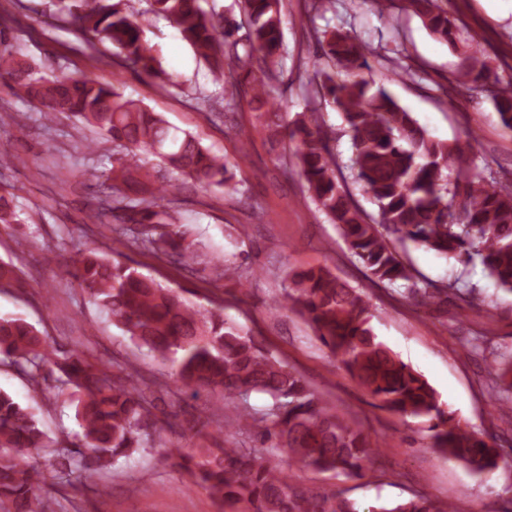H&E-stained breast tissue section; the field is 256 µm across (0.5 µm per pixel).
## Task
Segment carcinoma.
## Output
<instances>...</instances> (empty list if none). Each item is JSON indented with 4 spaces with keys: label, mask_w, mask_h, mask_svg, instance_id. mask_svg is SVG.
<instances>
[{
    "label": "carcinoma",
    "mask_w": 512,
    "mask_h": 512,
    "mask_svg": "<svg viewBox=\"0 0 512 512\" xmlns=\"http://www.w3.org/2000/svg\"><path fill=\"white\" fill-rule=\"evenodd\" d=\"M244 20L208 12L201 0H150V12L172 21L224 88L232 109L251 93L248 105L271 145L288 139L289 164L308 185L318 208L375 286L410 284L408 296L439 304L448 286L418 287L420 273L404 260L409 247L432 250L469 263L477 258L500 289L512 293V186L473 174V133L466 147L437 139L374 78L363 45L349 31L315 33L321 54L313 63V98L342 114L353 147L351 176L332 141L335 132L319 120V109L293 118L276 104L283 35V0H238ZM121 0H57L71 27L93 33L115 54L164 86L176 85L144 40L145 15L128 14ZM380 13L417 16L434 36L454 45L461 40L444 0H379ZM11 27L0 22V76L15 95L38 106L45 118L69 114L120 149L112 163V209L124 214L126 245L185 269L204 263L195 240L178 223L175 203L182 186L198 183L236 190L233 166L211 154L191 134L173 130L142 101L126 97L91 75L78 79L38 74L9 51ZM469 64L455 75L467 90L491 98L503 129L512 131V84L489 80L469 45ZM157 159L148 168L143 158ZM372 197L377 215L367 214L349 182ZM14 193L0 185V224H20ZM235 258L210 261L214 278L232 279ZM69 275L139 347L175 369L177 384L155 389L135 370L118 373L78 348L63 350L21 317L0 318V364L28 378L31 399L65 398L75 406L83 434L78 444L51 440L24 407L0 391V512H49L42 491L78 485L104 489L99 474L118 458L149 447L164 425L166 400L191 393H219L224 416L192 417L188 429L209 435L210 426L228 435H246L253 445L222 443L178 449L175 459L191 483L206 490L223 512H447L449 502L414 494L397 502L361 509L343 492L289 479L282 461L316 473L362 479L377 449L364 433L327 407L303 377L271 352L250 330L224 314L221 302L207 308L183 291L163 286L131 258L109 260L94 249L76 254ZM276 308L306 319L340 367L389 412L427 424L432 447L478 477H488L512 457L497 435L464 429L443 408L437 392L382 341L370 325L364 292L350 287L325 266L288 272ZM19 282V269L0 261V288ZM497 388L512 392V357L491 373ZM267 396L255 410L247 398ZM39 449L45 467L26 460Z\"/></svg>",
    "instance_id": "1"
}]
</instances>
